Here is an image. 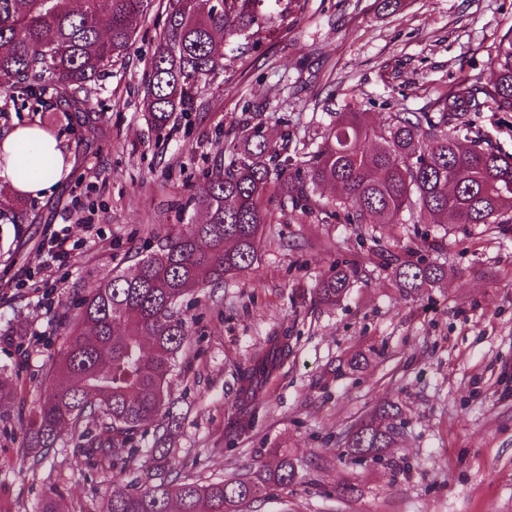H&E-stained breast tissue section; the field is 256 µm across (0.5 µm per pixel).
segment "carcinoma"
I'll return each instance as SVG.
<instances>
[{"label":"carcinoma","mask_w":512,"mask_h":512,"mask_svg":"<svg viewBox=\"0 0 512 512\" xmlns=\"http://www.w3.org/2000/svg\"><path fill=\"white\" fill-rule=\"evenodd\" d=\"M263 0H169L164 29L146 78L144 110L156 129L194 108L199 86L224 69L239 50L241 32L274 31L258 13ZM150 0H0V82L25 101L40 103L46 81L59 89L66 111L97 129L93 99L97 82L112 72L136 38ZM493 83L481 89L498 112H512V31L490 58ZM469 79L421 112H395L383 127L363 112H340L301 168L268 153L256 128H245L238 163L217 169L190 200L205 220L168 237L140 259L130 275H116L84 296L76 321L53 368L55 384L30 415L26 452L55 446L61 430L88 438L95 455L125 445L133 433L156 422L167 404L168 375L188 334L181 302L194 288L218 284L251 270L259 260L264 226L272 223V195L303 211L317 205L314 190L335 185L332 214L347 224H399L401 216H451L455 224L512 223V155L482 134L465 146L449 126L480 110ZM395 281L410 296L444 281V265L418 254L395 264ZM353 271L336 264L315 293L328 306L351 288ZM288 337L273 336L240 376L248 402L288 358ZM402 410L382 404L346 434L344 447L359 460L376 459L397 445L395 421ZM103 426L112 439L90 438ZM172 425L155 433L146 479L137 486L112 483L106 512H242L272 486L297 477L294 458L283 451L273 466L211 482L179 478Z\"/></svg>","instance_id":"obj_1"}]
</instances>
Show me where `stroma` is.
Masks as SVG:
<instances>
[{
    "label": "stroma",
    "instance_id": "1",
    "mask_svg": "<svg viewBox=\"0 0 512 512\" xmlns=\"http://www.w3.org/2000/svg\"><path fill=\"white\" fill-rule=\"evenodd\" d=\"M165 3L155 0L129 54L100 80L96 134L63 114L55 94L35 111L0 89V133L42 124L74 158L59 190L14 198L12 218H0V373L14 386L0 398V512H36L54 490L62 512H105L113 482L140 476L125 453L86 454L67 431L26 456L27 412L54 380L64 320L113 272L201 221L189 199L216 165L238 162L243 123L302 166L335 113L354 109L383 126L392 113L432 106L461 77L486 85L488 59L512 31V0H264L263 12L283 18L274 35L236 37L242 56L225 58L196 107L160 131L142 100ZM465 120L512 154V112L488 106ZM335 195L322 186L309 213L272 201L253 269L185 296L189 334L169 375L181 475H246L281 449L296 481L244 512H512V224L424 220L362 234L324 210ZM64 229L77 247L60 265L46 244ZM427 240L448 278L410 297L383 259ZM337 262L356 276L327 306L313 289ZM272 336L287 337L288 358L243 404L240 376ZM357 354L364 364L349 368ZM388 402L402 409L396 447L353 461L345 434Z\"/></svg>",
    "mask_w": 512,
    "mask_h": 512
}]
</instances>
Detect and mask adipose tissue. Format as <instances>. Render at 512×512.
Returning <instances> with one entry per match:
<instances>
[{
    "instance_id": "1",
    "label": "adipose tissue",
    "mask_w": 512,
    "mask_h": 512,
    "mask_svg": "<svg viewBox=\"0 0 512 512\" xmlns=\"http://www.w3.org/2000/svg\"><path fill=\"white\" fill-rule=\"evenodd\" d=\"M40 169L38 178L25 180L16 170L17 161ZM73 161L61 140L38 124H19L0 134V188L15 196L43 198L66 178Z\"/></svg>"
}]
</instances>
